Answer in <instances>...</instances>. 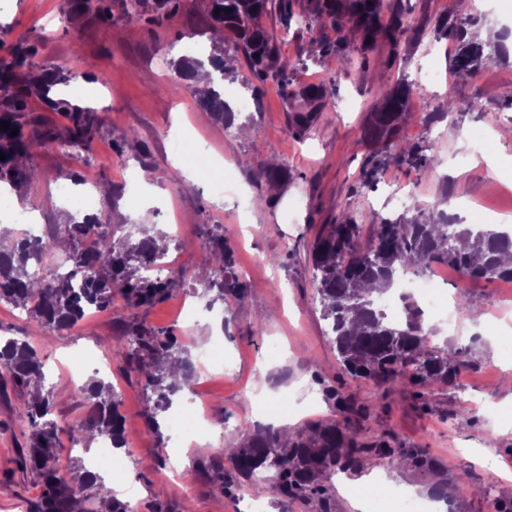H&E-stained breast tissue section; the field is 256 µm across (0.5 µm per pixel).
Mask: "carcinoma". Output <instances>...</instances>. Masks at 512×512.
Returning a JSON list of instances; mask_svg holds the SVG:
<instances>
[{"label":"carcinoma","instance_id":"cac0c4a2","mask_svg":"<svg viewBox=\"0 0 512 512\" xmlns=\"http://www.w3.org/2000/svg\"><path fill=\"white\" fill-rule=\"evenodd\" d=\"M208 2L207 16L218 52L208 55L205 61L197 58L185 62L181 77L186 78L208 64L214 67L212 87L201 94L199 104L226 125L233 123L235 113L224 102L219 89V81L233 72L226 65L224 47L243 48L253 75L261 82L272 79L283 84L296 72V63L278 57L259 27L260 18L271 11L277 10L308 28L315 24L337 28L338 43L320 44L324 54L347 44L351 31L361 35L365 52L374 48L380 35L396 42L405 32L399 20L382 26L383 0H323L311 21L303 15L293 16L290 0ZM76 9L92 10L112 23L110 0H86L68 6L70 13ZM464 25L465 22L446 16L437 20L436 30L441 36L460 42ZM30 52L31 49L21 47L11 60L0 61V91L6 94L0 100V123L9 125L7 130L0 128V153L5 154V159L0 160V185L15 190L32 179L25 160L36 150L56 140L87 148L102 125L98 113L61 98L49 99L47 104L68 119L64 131L37 134L30 129V97L44 93L58 81L56 75L47 72L38 77L27 76L26 59ZM501 56L498 48L491 56L484 54L483 47L468 44L458 48L453 67L458 73L474 75L483 64ZM409 93L408 87L397 86L382 108L372 115L370 141L396 136ZM14 128L18 129L16 136L12 135ZM391 162L428 171L435 167L437 158L421 146L393 153L384 145L370 169L363 173L364 181H373L379 169ZM159 233L156 225L145 224L134 237L122 233V225L104 224L93 216L82 222L50 227L39 238L21 232L0 236V303L24 312L48 334L49 343L77 325L89 311L108 309L116 291L123 294L133 309L153 306L185 282L181 274L163 278L144 275L146 268L158 264L167 254V248L156 246ZM359 234V225L351 218L327 224L311 252L321 316L327 322L340 365L351 376L378 385H409L426 390L452 384L465 365L461 351L446 344L428 347L431 329L411 296L400 297L404 309L400 321L380 313L376 297L388 292L400 277L423 271L434 263L454 267L461 278L469 281H512V262L503 261L506 254L512 257V236L480 224H459L440 209H421L398 221L381 219L374 225L372 239L365 244L359 243ZM89 237L94 239L90 248L85 246ZM62 240L67 242L64 257L74 262L79 274L77 285L56 271L48 276L31 272L33 262L45 263ZM208 259V273L199 276L205 291L221 301L226 293L242 296L243 285L239 280L224 277L232 263V252L226 247L224 236H211ZM123 336L132 343L127 365L142 376L145 392L152 401L147 428L157 434L159 416L170 409L175 398L193 389V361L170 331L130 321L123 326ZM0 380L21 391H31L25 409L28 434L25 447L19 452V463L40 481L38 512H127V504L110 495L100 506L90 504L89 497L80 496L84 489L102 483L83 461L75 462L67 473L55 467L60 427L52 418L50 395L43 393L44 364L27 341L11 337L0 340ZM76 394L89 404L90 414L69 427L71 442L87 448L89 438L93 437L111 441L114 448L126 447V421L118 411L112 383L102 378L91 379L77 386ZM363 417L364 408L343 401L340 418L305 427L288 438L270 430L246 434L231 457L236 479H226L224 465L211 460L208 468L213 473L212 481L224 494L245 486L255 495L272 494L288 501L322 497L326 492L325 481L336 471H355L377 461L400 467L410 464L426 470L438 467L427 453L404 448L391 437L362 436L354 429L353 420Z\"/></svg>","mask_w":512,"mask_h":512}]
</instances>
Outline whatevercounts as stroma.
<instances>
[{
    "instance_id": "1",
    "label": "stroma",
    "mask_w": 512,
    "mask_h": 512,
    "mask_svg": "<svg viewBox=\"0 0 512 512\" xmlns=\"http://www.w3.org/2000/svg\"><path fill=\"white\" fill-rule=\"evenodd\" d=\"M65 0H0V58L17 47L32 46L30 70L57 72L67 79L55 96L73 99L80 81H98L99 94L85 105L97 111L103 124L88 149L54 142L35 152L28 165L35 172L21 194L0 196V221L16 223L32 213L42 225L67 224L84 215L102 214L110 224L158 225L167 245L181 259L188 277L162 303L148 309L128 308L114 295L109 311L96 313L45 343L42 331L23 312L0 303V337L26 339L45 358V387L51 391L53 417L59 423L57 464L72 466L67 429L88 414L76 386L93 375L88 358L110 354L107 375L116 389L119 411L126 419L127 446L119 454L139 512H246L247 492L226 496L214 489L207 468L197 465L208 454L229 459L243 433L259 428L260 416L285 422L296 430L309 422L336 415V399L350 398L367 409L356 427L363 436L395 435L406 448L434 457L439 471L396 468L378 462L365 466L364 480L355 483L339 473L329 486V504L315 499L280 505L267 498V512H351L346 491L355 487L368 512H396L379 500L372 479L388 487H410L418 499L430 498L444 479L467 475L465 486L453 492V512H512V401L501 388L505 368H512V288L500 280L469 282L455 274L444 277L440 292L450 300L466 294L468 309L458 316L456 332L429 319L437 333L430 344L442 342L462 350L467 360L454 385L434 387L415 397L403 387L377 385L345 373L320 315L313 284L312 245L323 225L352 216L369 240L379 219L409 216V209L382 204L387 185L415 191L416 203L427 207L451 192L465 193L477 204L466 210L468 223L485 224L486 209L512 220V146L496 165L472 161L459 169L448 161L468 152L473 135L512 125V56L493 62L476 75L452 68L454 41L433 34L438 17L474 16L512 29V0H385V16H399L418 30V37L391 42L380 39L362 52L359 39L348 41L342 54H320L322 41L336 42L332 27L299 29L284 24L278 14L265 15L260 26L278 56L302 60L288 85L251 79L242 52L230 61L234 76L224 80V99L236 104L248 99L250 109L237 111L234 125L216 122L201 110L189 89L174 95L176 79L169 62L191 41L210 50L209 20L198 0H180L176 11L150 26L125 16L122 0H112V22L95 14L63 15ZM428 71L439 81L423 87ZM408 84L411 94L394 144L428 147L439 166L432 171L388 166L373 183L363 172L378 147L365 136L372 112L393 89ZM324 88L315 101L306 130L295 127V109L304 87ZM481 99L484 109L466 111V103ZM453 102L447 113L443 101ZM179 132L198 147L193 163H185L169 146ZM135 139L124 142L126 134ZM286 169L288 177L270 193L262 171L269 164ZM232 168L235 184L249 198L272 195L270 206L239 211L217 192L208 169ZM140 170V178L125 174ZM78 175L70 196L59 188L65 175ZM223 235L233 251L235 271L244 284L243 297H224V326L213 328L193 278L198 260L209 248L200 225ZM279 255L271 264V255ZM137 320L174 331L180 344L199 353L198 336L224 346L225 374L208 376L199 367L198 398L210 420L224 424V436L205 430L192 444L176 439L169 417L160 420L161 433L145 426L150 407L141 376L126 365L128 342L124 323ZM26 393L0 384V512H34L40 488L19 466L24 445Z\"/></svg>"
}]
</instances>
